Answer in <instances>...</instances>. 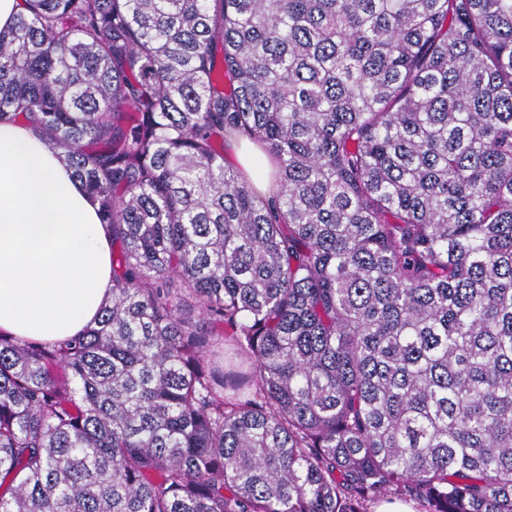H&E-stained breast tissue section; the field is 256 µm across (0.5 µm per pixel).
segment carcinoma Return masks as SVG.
Instances as JSON below:
<instances>
[{
  "mask_svg": "<svg viewBox=\"0 0 512 512\" xmlns=\"http://www.w3.org/2000/svg\"><path fill=\"white\" fill-rule=\"evenodd\" d=\"M11 121L112 299L0 335V512H512V0H24Z\"/></svg>",
  "mask_w": 512,
  "mask_h": 512,
  "instance_id": "cac0c4a2",
  "label": "carcinoma"
}]
</instances>
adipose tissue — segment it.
Masks as SVG:
<instances>
[{"instance_id": "1", "label": "adipose tissue", "mask_w": 512, "mask_h": 512, "mask_svg": "<svg viewBox=\"0 0 512 512\" xmlns=\"http://www.w3.org/2000/svg\"><path fill=\"white\" fill-rule=\"evenodd\" d=\"M112 295V232L30 127L0 123V333L57 341Z\"/></svg>"}]
</instances>
